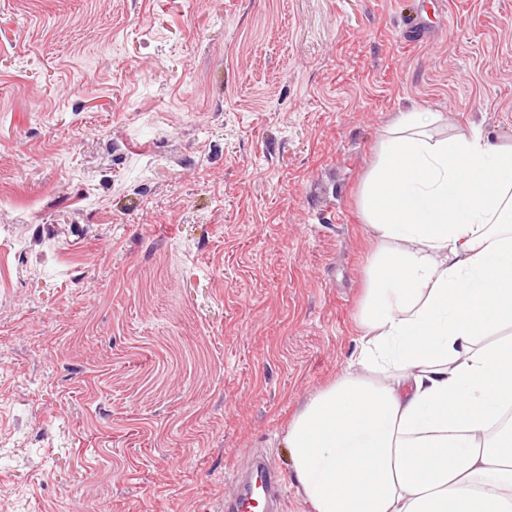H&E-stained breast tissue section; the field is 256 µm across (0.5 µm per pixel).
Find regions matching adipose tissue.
I'll use <instances>...</instances> for the list:
<instances>
[{"mask_svg": "<svg viewBox=\"0 0 512 512\" xmlns=\"http://www.w3.org/2000/svg\"><path fill=\"white\" fill-rule=\"evenodd\" d=\"M435 121L400 115L363 185L355 353L288 424L314 512H512V144Z\"/></svg>", "mask_w": 512, "mask_h": 512, "instance_id": "ef3b65f1", "label": "adipose tissue"}]
</instances>
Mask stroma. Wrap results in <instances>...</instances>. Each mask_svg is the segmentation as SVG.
Here are the masks:
<instances>
[{"mask_svg": "<svg viewBox=\"0 0 512 512\" xmlns=\"http://www.w3.org/2000/svg\"><path fill=\"white\" fill-rule=\"evenodd\" d=\"M404 112L512 143V0H0V512H313Z\"/></svg>", "mask_w": 512, "mask_h": 512, "instance_id": "1", "label": "stroma"}]
</instances>
